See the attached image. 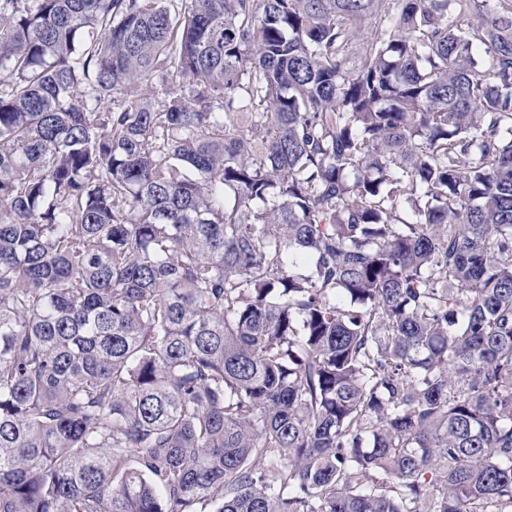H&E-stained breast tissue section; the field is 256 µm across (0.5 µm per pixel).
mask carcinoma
<instances>
[{
  "instance_id": "1",
  "label": "carcinoma",
  "mask_w": 512,
  "mask_h": 512,
  "mask_svg": "<svg viewBox=\"0 0 512 512\" xmlns=\"http://www.w3.org/2000/svg\"><path fill=\"white\" fill-rule=\"evenodd\" d=\"M0 512H512V0H0Z\"/></svg>"
}]
</instances>
